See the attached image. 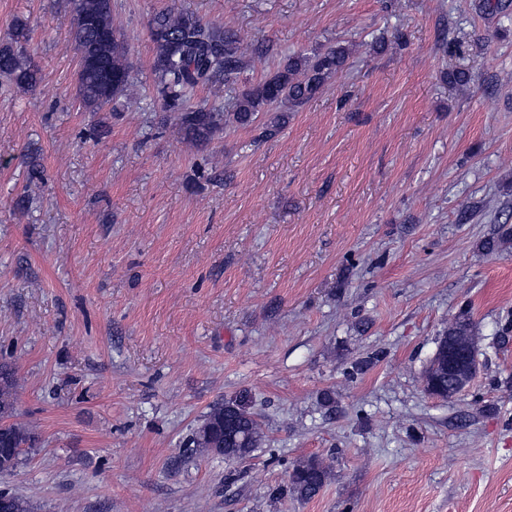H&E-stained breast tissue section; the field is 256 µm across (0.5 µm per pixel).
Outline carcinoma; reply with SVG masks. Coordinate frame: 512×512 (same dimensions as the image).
I'll return each mask as SVG.
<instances>
[{"instance_id": "1", "label": "carcinoma", "mask_w": 512, "mask_h": 512, "mask_svg": "<svg viewBox=\"0 0 512 512\" xmlns=\"http://www.w3.org/2000/svg\"><path fill=\"white\" fill-rule=\"evenodd\" d=\"M74 18L72 41L77 56V94L88 112H100L131 91L133 81L121 35L112 24V0H70ZM154 45L153 73L156 93L165 112L177 113L186 138L208 143L224 126V113L205 104H189L191 95L215 83L234 81L243 66L237 34L214 26L188 12L161 11L150 23ZM26 25L16 22L12 37L0 43V78L24 90L41 82L40 70L27 58L24 44ZM349 47L338 44L312 55L288 57L277 71L262 82L244 89L232 105L233 120L248 126L260 112L274 116L262 136L275 135L284 122L283 113L301 107L333 75L347 67ZM445 374L436 376L438 397L451 399L469 383ZM18 382L13 369L0 364V448L9 450L11 466L29 448L36 447L34 430L12 421L16 412ZM261 424L241 397L213 405L190 444L226 460H243L260 447ZM323 462L310 458L292 466L287 488L303 501L315 497L327 479ZM22 498L0 492V512H29Z\"/></svg>"}]
</instances>
